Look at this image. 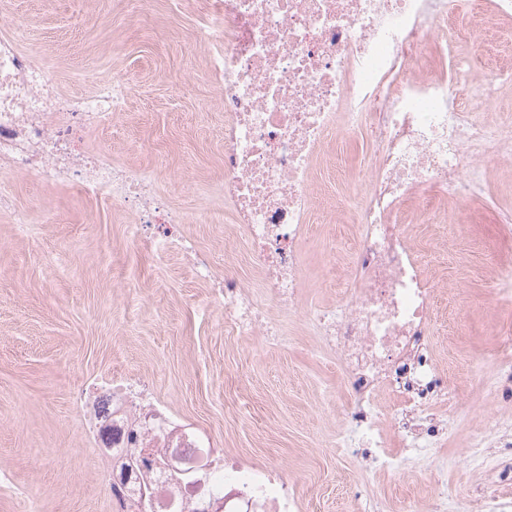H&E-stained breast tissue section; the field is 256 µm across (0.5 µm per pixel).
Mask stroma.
Returning <instances> with one entry per match:
<instances>
[{
    "mask_svg": "<svg viewBox=\"0 0 512 512\" xmlns=\"http://www.w3.org/2000/svg\"><path fill=\"white\" fill-rule=\"evenodd\" d=\"M28 21L22 49L48 63L70 94L125 82L119 119L89 142L147 176L185 218L181 229L216 264L245 267L243 247L225 249L207 218L223 205L224 82L210 67L218 45L196 43L213 21L211 0H0V37L11 17ZM366 141H331L314 173L327 193L357 172ZM13 210L0 211V512H117L109 464L82 428L76 396L102 399L118 369L149 377L177 417L221 439L226 450L285 463L306 512H422L432 466L402 459L398 473L363 466L357 448L332 435L348 384L335 359L291 320L287 345L229 336L221 311H207L210 288L181 253L165 257L126 233L130 215L71 184L10 176ZM487 192L461 214L453 243L436 240L431 275L440 306L456 294L460 314L440 313L431 338L440 376L462 404L445 416V512H485L490 471L467 456L485 401L512 433V388L482 385L471 364L489 358L502 318L489 299L494 264L512 262L493 216L512 208V177L487 171ZM356 225L338 219L309 227L308 265L328 282L313 301L331 304L354 246Z\"/></svg>",
    "mask_w": 512,
    "mask_h": 512,
    "instance_id": "obj_1",
    "label": "stroma"
}]
</instances>
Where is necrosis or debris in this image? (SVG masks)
I'll list each match as a JSON object with an SVG mask.
<instances>
[{"instance_id": "1", "label": "necrosis or debris", "mask_w": 512, "mask_h": 512, "mask_svg": "<svg viewBox=\"0 0 512 512\" xmlns=\"http://www.w3.org/2000/svg\"><path fill=\"white\" fill-rule=\"evenodd\" d=\"M201 45L221 41L224 76V200L210 223L232 214L258 286L284 312L299 314L352 385L355 407L336 445L372 449V465L398 470L401 454L439 452L446 431L435 420L448 390L425 349L436 289L408 232L410 223L454 224L455 207L482 195L488 163L512 168V124L494 123L511 67L476 65L467 45L472 14L487 27L512 18V0L454 14L448 0H214ZM125 96L102 83L92 95L59 93L51 69L0 38V172L40 174L109 196L135 215L132 240L157 256L177 244L183 217L160 205L149 183L110 155L86 147V131L122 115ZM367 134L362 180L345 183L337 210L356 197L358 228L343 286L329 307L309 305L304 261L308 226L320 218L313 171L332 139ZM451 210L440 211L437 193ZM186 246L196 276L214 286L224 329L274 344L284 331L250 299L232 271ZM491 296L504 314L499 344L477 363L480 381L512 383V263L497 265ZM100 427L90 436L128 473L122 512H302L295 482L279 462L231 456L213 438L177 420L150 379L117 376ZM395 430L400 454L388 452Z\"/></svg>"}]
</instances>
